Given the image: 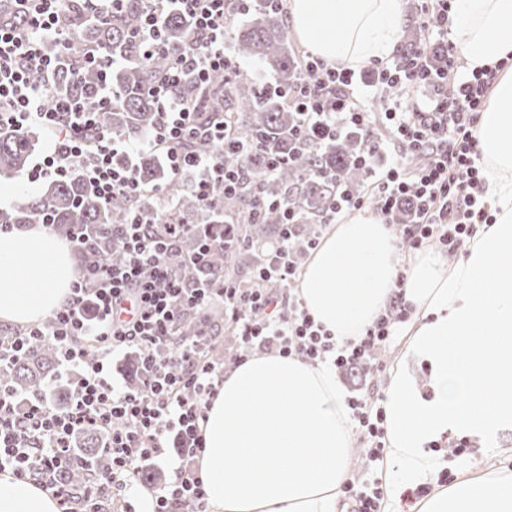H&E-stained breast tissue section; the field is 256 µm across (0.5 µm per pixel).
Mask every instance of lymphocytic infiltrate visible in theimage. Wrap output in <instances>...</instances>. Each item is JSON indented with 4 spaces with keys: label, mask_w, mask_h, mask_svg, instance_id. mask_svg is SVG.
<instances>
[{
    "label": "lymphocytic infiltrate",
    "mask_w": 512,
    "mask_h": 512,
    "mask_svg": "<svg viewBox=\"0 0 512 512\" xmlns=\"http://www.w3.org/2000/svg\"><path fill=\"white\" fill-rule=\"evenodd\" d=\"M191 20V38L185 47H169L162 37L167 2ZM27 23L0 24V124L17 128L39 126L50 135L48 151L26 173L29 182L59 180L71 172L95 185L102 201L123 197L135 202L145 194L131 164H118L117 156L143 150L161 153L173 173L192 170V186L201 208L210 213L224 197L243 183L240 170L224 164V118L201 121L200 101L181 96L187 84L205 88L212 73H235L239 63L224 50L227 26L252 8L283 0H145L141 24L133 36L140 58L163 54L167 65L160 80L150 87L156 123L147 141L118 138L107 132L101 113L115 100L108 84H101L96 106L83 97L60 95L49 84L67 66L66 57L54 52L62 30L60 22L71 0H24ZM454 0H422L417 16L426 44L444 45L448 72L434 74L424 51L404 60L377 64L378 79L386 91L383 111H368L354 89L351 69L335 67L311 57L303 63L305 76L289 91L290 107L300 111L305 134L325 131L333 136L351 126L373 130L383 125L386 143L408 145L411 161L393 156L384 168H370L369 194L353 195L340 188L336 206L325 216L335 223L349 210L372 207L384 223L394 222L403 199H412L415 219L397 226L406 250L438 242L456 251L489 216L480 204L481 169L476 125L499 73L498 67L464 72L456 46L448 40ZM41 82H33V75ZM193 225H159L152 213L136 211L131 221L118 225L126 259L83 270L72 288L69 302L54 311L48 326L32 325L13 330L0 339V368L31 351V341L48 334L54 339L61 366L79 367L80 378L70 406L57 410L46 396L19 394L0 387V472L36 481L51 490L60 512H72L74 497L61 487L57 472L70 451V439L92 427L108 437L101 471L113 500H123L141 469L161 460L167 448L176 447L184 460L175 477L153 492L152 512H177L183 501L206 512L207 496L196 472L186 470L203 449L200 424L209 401L224 377L223 365L211 362L208 331L173 343L176 325L188 310L221 301L224 317L240 339L243 356L271 351L311 361L328 360L333 366L371 364L387 344L395 324L406 321L410 308L395 300L364 334L347 347H335L329 333L287 288L298 277L291 257L293 239L277 240L262 280L275 287L242 288L225 284L210 288L184 266L177 248ZM95 359H88L89 350ZM138 349L145 359L140 384L124 388L104 377L108 355ZM367 441V459L382 457L385 417L366 401L351 399Z\"/></svg>",
    "instance_id": "obj_1"
}]
</instances>
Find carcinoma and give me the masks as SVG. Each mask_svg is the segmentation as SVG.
Listing matches in <instances>:
<instances>
[{
    "mask_svg": "<svg viewBox=\"0 0 512 512\" xmlns=\"http://www.w3.org/2000/svg\"><path fill=\"white\" fill-rule=\"evenodd\" d=\"M139 0H131L127 8L116 15L95 21L85 15L84 3L77 2L65 25L64 53L71 60H80L95 48L102 60L83 67L77 75L63 70L57 78L56 90L63 93L85 94L107 79L115 89L116 100L102 113L103 127L118 138H139L151 132L155 124V108L148 94L150 86L164 71L166 60L156 55L144 62L135 53L132 35L140 23ZM23 26L26 14L14 0H0V22ZM162 33L172 48L187 43L190 28L187 19L176 8L164 12ZM234 49L243 57L262 61L270 71L273 89L258 87L243 75L229 78L222 72L213 74L205 94L224 99V123L229 139L254 146L244 156L224 155L225 163L244 168L252 175L262 173L277 163L276 175L261 183L263 195L276 202L277 209L264 214L258 222L249 220V205L253 182L224 202L228 224H212L201 213V207L191 190L174 175L163 157L152 154L133 163L138 181L144 186L163 185L175 197L178 209L160 212V221L176 224L189 215H201V225L190 238V250L185 256L199 252L209 238L224 235V250H216L195 269L194 274L208 281L213 288L224 282L251 288L258 273L269 263L260 243L267 234L281 235L284 214L293 216L297 242L307 239L311 225L317 224L337 201V185L343 183L358 189L368 173L359 157L369 150L370 135L351 129L342 136L318 139L309 146L299 142L302 129L299 113L288 107L274 91L292 88L302 81L298 56L289 43L281 19L264 6L249 14V21L233 36ZM123 57L127 64L117 70L108 66L113 58ZM34 131L0 125V177L13 178L24 172L35 149ZM131 207L124 198L102 202L94 187L76 174L51 181L42 194L21 198L9 210H0V224H52L58 235L84 231L94 238L97 257L119 263L125 253L121 239L112 235V225L125 224ZM221 313L207 316L186 312L176 331L177 338L194 335L203 321L216 322ZM31 353L21 361L0 371V382L19 393H43L50 381L56 380L59 356L43 336L31 342ZM105 437L93 428L74 436L72 447L77 454L58 474V481L75 493L92 494L99 486L98 461L105 456Z\"/></svg>",
    "mask_w": 512,
    "mask_h": 512,
    "instance_id": "carcinoma-1",
    "label": "carcinoma"
}]
</instances>
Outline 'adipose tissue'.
Segmentation results:
<instances>
[{
	"mask_svg": "<svg viewBox=\"0 0 512 512\" xmlns=\"http://www.w3.org/2000/svg\"><path fill=\"white\" fill-rule=\"evenodd\" d=\"M296 38L336 66L391 57L408 23L404 0H288ZM448 38L467 70L512 62V0H456ZM476 138L491 221L455 262L427 247L398 267L388 225L368 213L341 220L307 259L297 297L316 325L343 344L362 336L395 293L416 310L400 363L380 405L389 464L383 512L401 491L432 485L416 512H512V470L495 467L512 429V69L501 71ZM65 245L40 227L0 237V323L31 324L71 295ZM430 370L424 395L414 364ZM349 394L330 362L256 354L226 372L202 425L196 465L209 512H340L349 474ZM449 435L478 440L482 470L434 453ZM0 512H59L36 482L0 472Z\"/></svg>",
	"mask_w": 512,
	"mask_h": 512,
	"instance_id": "adipose-tissue-1",
	"label": "adipose tissue"
}]
</instances>
